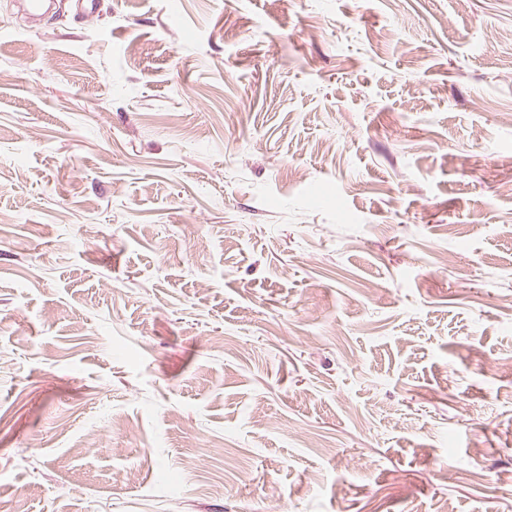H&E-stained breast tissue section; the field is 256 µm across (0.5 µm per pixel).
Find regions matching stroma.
Returning a JSON list of instances; mask_svg holds the SVG:
<instances>
[{
	"label": "stroma",
	"instance_id": "obj_1",
	"mask_svg": "<svg viewBox=\"0 0 512 512\" xmlns=\"http://www.w3.org/2000/svg\"><path fill=\"white\" fill-rule=\"evenodd\" d=\"M0 0V512H512V0Z\"/></svg>",
	"mask_w": 512,
	"mask_h": 512
}]
</instances>
